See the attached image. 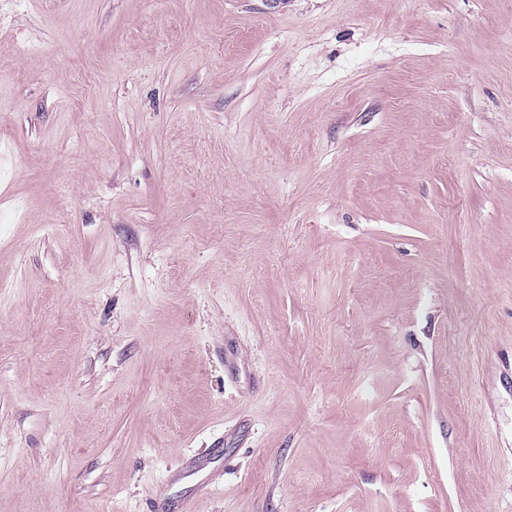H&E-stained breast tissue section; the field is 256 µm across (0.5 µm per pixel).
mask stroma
<instances>
[{
	"label": "stroma",
	"mask_w": 512,
	"mask_h": 512,
	"mask_svg": "<svg viewBox=\"0 0 512 512\" xmlns=\"http://www.w3.org/2000/svg\"><path fill=\"white\" fill-rule=\"evenodd\" d=\"M0 512H512V0H0Z\"/></svg>",
	"instance_id": "stroma-1"
}]
</instances>
